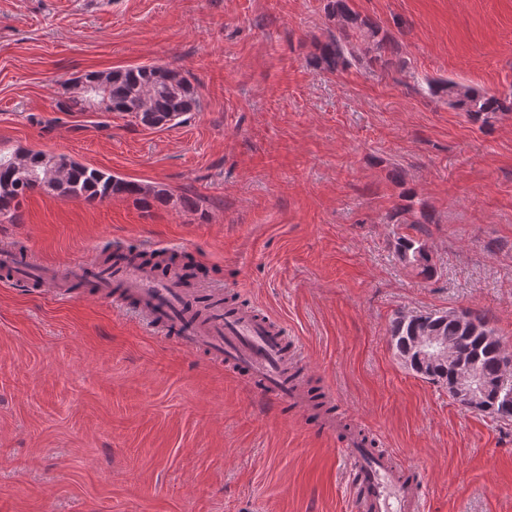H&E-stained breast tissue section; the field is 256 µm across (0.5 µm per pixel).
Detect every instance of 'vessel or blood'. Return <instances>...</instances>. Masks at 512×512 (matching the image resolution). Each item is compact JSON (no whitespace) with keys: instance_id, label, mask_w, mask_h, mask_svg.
<instances>
[{"instance_id":"obj_1","label":"vessel or blood","mask_w":512,"mask_h":512,"mask_svg":"<svg viewBox=\"0 0 512 512\" xmlns=\"http://www.w3.org/2000/svg\"><path fill=\"white\" fill-rule=\"evenodd\" d=\"M96 266L87 258L62 268L34 267L20 260L15 246L0 244V267L58 298L70 297L73 284ZM100 286L103 298L114 305L133 303L136 314L165 342L224 364L263 396L293 405L322 436L337 440L357 512H425L422 469L368 448L361 433L347 428L345 412L316 413L306 383L295 374L297 359L288 353L283 329L268 315L245 306L229 308L218 293L195 304L194 289L175 265L163 273L150 265H120Z\"/></svg>"}]
</instances>
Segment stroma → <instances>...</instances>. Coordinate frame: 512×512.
I'll return each mask as SVG.
<instances>
[{
    "instance_id": "1",
    "label": "stroma",
    "mask_w": 512,
    "mask_h": 512,
    "mask_svg": "<svg viewBox=\"0 0 512 512\" xmlns=\"http://www.w3.org/2000/svg\"><path fill=\"white\" fill-rule=\"evenodd\" d=\"M325 0H0V149L65 153L189 194L198 211L37 192L0 241L39 263L189 254L204 286L288 325L303 375L424 470L427 512H512V421L458 404L394 352L400 314L472 310L512 347V112L426 90H512V0H349L389 63L312 58ZM188 71L200 107L148 129L62 112L60 80ZM425 240L437 272L396 256ZM0 512H353L336 442L130 309L0 285ZM426 84L431 95L445 97L451 107L467 112L474 119L489 112H512V91L508 94H488L451 78L429 79Z\"/></svg>"
}]
</instances>
